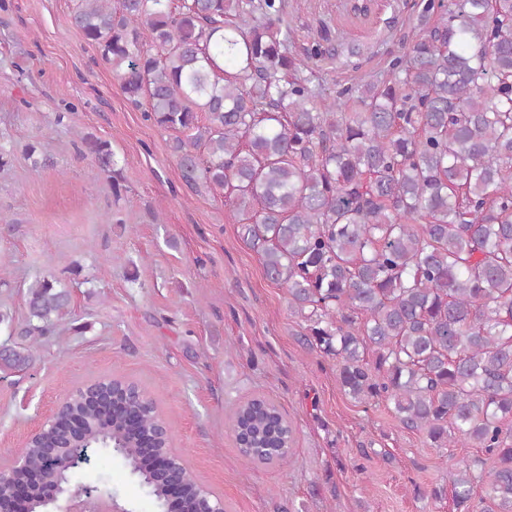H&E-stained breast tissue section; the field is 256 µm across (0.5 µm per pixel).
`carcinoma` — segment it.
I'll list each match as a JSON object with an SVG mask.
<instances>
[{
	"mask_svg": "<svg viewBox=\"0 0 512 512\" xmlns=\"http://www.w3.org/2000/svg\"><path fill=\"white\" fill-rule=\"evenodd\" d=\"M284 0H75L74 26L112 67L127 99H148L149 118L176 132L170 145L183 181L224 192L240 236L269 280L287 288L311 344L341 363L343 389L393 404L395 418L437 448L479 449L446 470L465 512H512V0H426L419 32L401 41L390 78L347 86L332 98L311 86L320 46L294 54L282 33ZM80 154L117 181L111 145L81 137ZM36 168L47 147L26 148ZM21 350L69 313L71 292L49 274L27 290ZM137 383L115 379L122 398ZM78 415L86 443L118 447L131 472L163 503L165 474L141 464L158 407L135 426L100 420L79 394L60 409ZM229 429L246 458L283 445L294 429L277 404L240 402ZM59 447L44 430L30 469ZM485 495L473 501L476 478Z\"/></svg>",
	"mask_w": 512,
	"mask_h": 512,
	"instance_id": "carcinoma-1",
	"label": "carcinoma"
}]
</instances>
